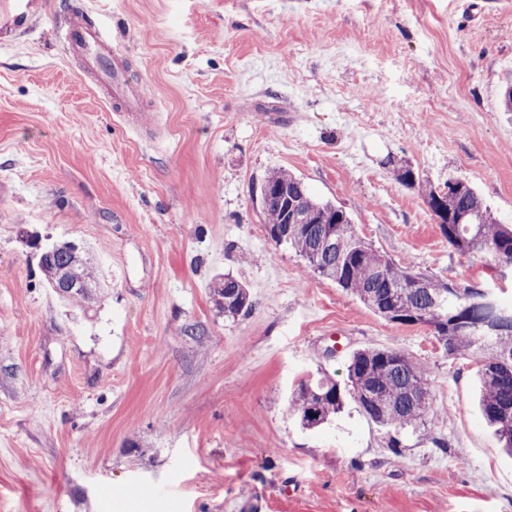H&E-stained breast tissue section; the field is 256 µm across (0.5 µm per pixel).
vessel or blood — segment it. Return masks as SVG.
I'll list each match as a JSON object with an SVG mask.
<instances>
[{"label": "vessel or blood", "mask_w": 512, "mask_h": 512, "mask_svg": "<svg viewBox=\"0 0 512 512\" xmlns=\"http://www.w3.org/2000/svg\"><path fill=\"white\" fill-rule=\"evenodd\" d=\"M48 7V0H0V42L11 41L26 32L43 18ZM51 37L83 60L127 118L140 121L142 89L130 85L123 76L121 65L112 58V38L104 29L86 26L73 18L53 27Z\"/></svg>", "instance_id": "b4317fda"}]
</instances>
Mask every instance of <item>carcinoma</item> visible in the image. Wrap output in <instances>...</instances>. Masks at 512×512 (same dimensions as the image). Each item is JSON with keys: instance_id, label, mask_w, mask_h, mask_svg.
Here are the masks:
<instances>
[{"instance_id": "cac0c4a2", "label": "carcinoma", "mask_w": 512, "mask_h": 512, "mask_svg": "<svg viewBox=\"0 0 512 512\" xmlns=\"http://www.w3.org/2000/svg\"><path fill=\"white\" fill-rule=\"evenodd\" d=\"M288 189L294 218L267 197L262 207L270 238L291 246L315 274L336 283L389 322L427 325L450 356H465L479 366L478 406L505 452L512 455V306L500 305L485 290L479 299L448 297V284L394 265L362 239L349 214L330 201L316 199L294 174H269L263 191ZM427 200L448 242L463 253L480 256L489 266H512V229L498 224L475 190L450 180L446 190L427 191ZM40 266L48 287L78 305L98 299L105 277L83 248L70 242L51 245ZM216 310L235 317L252 308L246 285L230 274L211 283ZM496 317L498 331L476 332L470 325ZM347 386L359 408L390 435L417 430L431 409L432 392L418 361L388 349L355 352L347 366ZM340 384L325 372L307 376L292 392L290 409L305 429L331 420L344 403Z\"/></svg>"}]
</instances>
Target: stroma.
<instances>
[{
  "label": "stroma",
  "instance_id": "1",
  "mask_svg": "<svg viewBox=\"0 0 512 512\" xmlns=\"http://www.w3.org/2000/svg\"><path fill=\"white\" fill-rule=\"evenodd\" d=\"M55 4L0 45V512H512L476 364L312 273L260 198L286 170L388 258L511 302L512 269L457 252L425 190L463 179L512 226V0ZM74 14L111 31L159 126H129L51 39ZM55 241L113 277L100 302L46 287ZM218 273L248 313H218ZM367 347L431 384L396 450L354 401L311 431L289 409ZM211 298L216 310L224 316L235 317L252 308L246 285L230 274L217 275L211 283Z\"/></svg>",
  "mask_w": 512,
  "mask_h": 512
}]
</instances>
